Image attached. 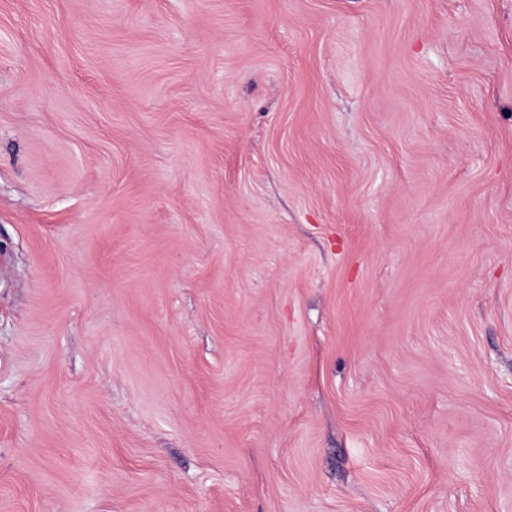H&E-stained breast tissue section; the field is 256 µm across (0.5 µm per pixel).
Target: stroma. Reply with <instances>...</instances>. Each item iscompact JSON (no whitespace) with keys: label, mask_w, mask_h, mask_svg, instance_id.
Listing matches in <instances>:
<instances>
[{"label":"stroma","mask_w":512,"mask_h":512,"mask_svg":"<svg viewBox=\"0 0 512 512\" xmlns=\"http://www.w3.org/2000/svg\"><path fill=\"white\" fill-rule=\"evenodd\" d=\"M0 512H512V0H0Z\"/></svg>","instance_id":"35a3bbf8"}]
</instances>
